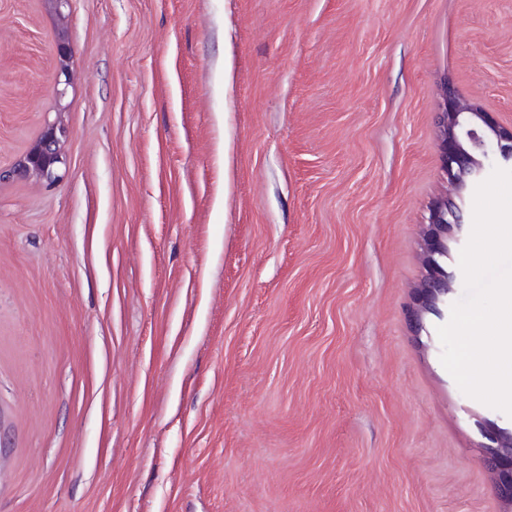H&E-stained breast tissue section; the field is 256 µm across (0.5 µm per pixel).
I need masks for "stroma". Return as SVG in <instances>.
I'll return each mask as SVG.
<instances>
[{
  "mask_svg": "<svg viewBox=\"0 0 512 512\" xmlns=\"http://www.w3.org/2000/svg\"><path fill=\"white\" fill-rule=\"evenodd\" d=\"M0 0V512H512V417L414 320L444 87L512 126V0ZM233 81H224V62ZM72 0H47L49 9L55 14L61 25L56 41V84L55 96L57 99L58 111H64L65 105L62 102L68 95L69 88L72 87V73H71V45L67 31L64 24L67 17V11L70 9ZM66 136L61 117L46 120L39 136L12 166L0 168V182L16 178L53 185L61 181L67 170ZM494 444L485 456L486 465L496 471L500 477L498 485L501 497L507 502L512 500V433L490 436Z\"/></svg>",
  "mask_w": 512,
  "mask_h": 512,
  "instance_id": "1",
  "label": "stroma"
}]
</instances>
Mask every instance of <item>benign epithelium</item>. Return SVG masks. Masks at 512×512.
<instances>
[{
  "instance_id": "benign-epithelium-1",
  "label": "benign epithelium",
  "mask_w": 512,
  "mask_h": 512,
  "mask_svg": "<svg viewBox=\"0 0 512 512\" xmlns=\"http://www.w3.org/2000/svg\"><path fill=\"white\" fill-rule=\"evenodd\" d=\"M49 9L59 21L56 41V117L45 121L39 136L8 169H0V182L10 179L29 180L53 185L61 181L67 170L64 142L66 127L61 119L63 101L72 87L71 45L64 24L71 0H47ZM438 125L443 145L442 174L448 186L460 194L477 183L492 159L489 148L496 144L498 156L512 164V128L497 125L490 114L461 100L451 88L444 92V108L439 113ZM428 226L437 233L461 232L463 213L454 198L440 200L429 210ZM448 255V248L438 239L429 248L432 274L421 284L429 300L425 311L440 314L437 302L448 295L453 273L447 271L440 259ZM492 446L485 456L486 465L500 477L499 491L506 501L512 500V433L490 436Z\"/></svg>"
}]
</instances>
